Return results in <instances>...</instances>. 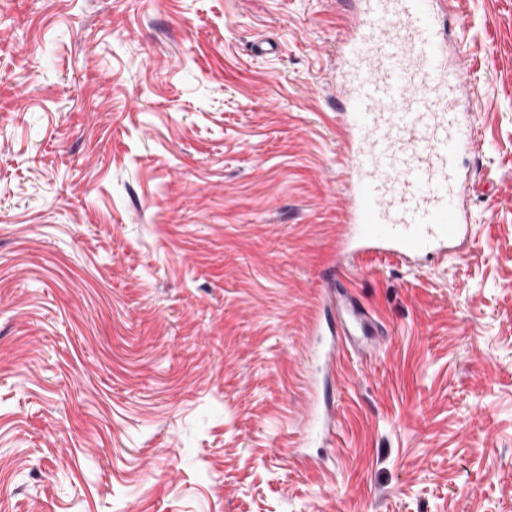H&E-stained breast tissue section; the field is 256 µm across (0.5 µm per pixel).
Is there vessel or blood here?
<instances>
[{
  "label": "vessel or blood",
  "instance_id": "b4317fda",
  "mask_svg": "<svg viewBox=\"0 0 512 512\" xmlns=\"http://www.w3.org/2000/svg\"><path fill=\"white\" fill-rule=\"evenodd\" d=\"M447 14V0H358L340 35L346 205L307 351L316 371L304 376L308 420L324 438L331 412L316 401L319 380L332 379L340 349L369 358L385 344L373 315L343 293V268L368 251L416 267L459 257L471 235L459 159L477 138L461 111L465 64L448 56ZM329 314L336 332L324 341Z\"/></svg>",
  "mask_w": 512,
  "mask_h": 512
}]
</instances>
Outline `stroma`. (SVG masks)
Segmentation results:
<instances>
[{
  "label": "stroma",
  "instance_id": "obj_1",
  "mask_svg": "<svg viewBox=\"0 0 512 512\" xmlns=\"http://www.w3.org/2000/svg\"><path fill=\"white\" fill-rule=\"evenodd\" d=\"M343 0H0V512H512V0H457L473 237L300 425ZM275 53L258 57L255 43Z\"/></svg>",
  "mask_w": 512,
  "mask_h": 512
}]
</instances>
